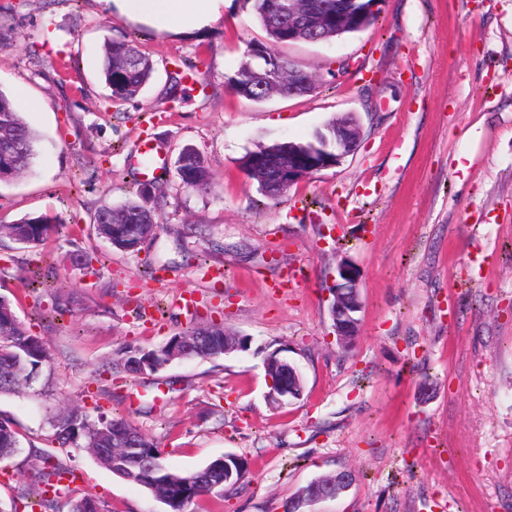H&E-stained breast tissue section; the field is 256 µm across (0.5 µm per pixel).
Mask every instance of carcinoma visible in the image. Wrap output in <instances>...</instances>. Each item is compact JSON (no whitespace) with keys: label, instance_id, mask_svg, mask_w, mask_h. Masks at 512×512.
I'll use <instances>...</instances> for the list:
<instances>
[{"label":"carcinoma","instance_id":"cac0c4a2","mask_svg":"<svg viewBox=\"0 0 512 512\" xmlns=\"http://www.w3.org/2000/svg\"><path fill=\"white\" fill-rule=\"evenodd\" d=\"M253 13L266 33V40L248 44L246 59L228 78L232 92L248 100L261 102L271 96H303L315 89L314 83L303 81L308 73L298 69L276 50L288 42V20L279 15L278 0H251ZM154 73V63L134 41L127 37L109 39L102 47V75L113 102L138 98ZM37 134L25 121L15 100L0 91V181L27 172L36 155ZM288 150V142L261 145L242 159L247 177L258 184L265 196L276 198L284 189L272 191L263 187L268 179V162ZM179 178L190 190L212 189V175L201 151L183 147L178 154ZM151 188L138 184L135 197L117 207L104 206L94 216L99 237L112 248L136 253L155 239L158 225L150 206ZM53 219L46 214L28 215L14 224L0 225V236L25 245L39 246L51 230ZM185 345L195 358H217L233 352L239 342L237 333L222 325L193 327L182 334ZM174 339L152 348H131L119 358L118 365L131 377L146 372L157 373L175 361ZM50 361L42 339L17 318L12 301L0 295V394L18 393L30 388L39 377L43 365ZM51 442L60 448L83 441L98 462L117 478L145 488L160 498L168 512H183L186 505L202 496L224 493L246 478L245 460L233 465L235 477L224 480V457H217L198 470L176 472L163 461L158 445L138 427L123 417L107 414L99 405L73 406L59 412L51 423ZM22 447L20 433L8 418H0V460L13 457ZM74 471L45 455L43 467L32 474L28 492L22 496L27 507L50 509L53 499L66 497L72 512H102L100 504L73 487Z\"/></svg>","mask_w":512,"mask_h":512}]
</instances>
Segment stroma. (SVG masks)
Segmentation results:
<instances>
[{"label": "stroma", "mask_w": 512, "mask_h": 512, "mask_svg": "<svg viewBox=\"0 0 512 512\" xmlns=\"http://www.w3.org/2000/svg\"><path fill=\"white\" fill-rule=\"evenodd\" d=\"M380 8L364 31L280 45L317 88L254 102L227 84L248 42L266 38L248 0H224L219 22L187 32L105 16L97 0H0L15 27L0 91L22 86L44 104L23 114L38 154L0 182V224L56 219L36 248L0 238V295L51 357L30 389L0 395V417L74 468L105 512L164 507L85 449L48 446L62 405L126 417L176 472L225 454L248 461L239 489L188 512H285L300 488L340 471L353 485L320 512H512V0ZM129 34L155 72L135 101L112 106L101 47ZM185 65L195 81L170 101L169 74ZM348 114L363 133L355 153L278 199L242 171L256 146L310 140ZM145 138L164 158L158 228L130 255L92 220L130 196ZM186 145L203 152L211 191L182 186L174 162ZM78 251L102 260L83 269ZM343 259L363 301L347 350L326 301ZM213 323L250 337L249 350L134 378L112 369L127 347ZM277 348L305 378L289 406L268 397L263 362ZM41 464L25 447L0 461V512Z\"/></svg>", "instance_id": "stroma-1"}]
</instances>
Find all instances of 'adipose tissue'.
I'll list each match as a JSON object with an SVG mask.
<instances>
[{
	"label": "adipose tissue",
	"instance_id": "ef3b65f1",
	"mask_svg": "<svg viewBox=\"0 0 512 512\" xmlns=\"http://www.w3.org/2000/svg\"><path fill=\"white\" fill-rule=\"evenodd\" d=\"M103 14L119 12L151 22L157 30H198L221 19V0H97Z\"/></svg>",
	"mask_w": 512,
	"mask_h": 512
}]
</instances>
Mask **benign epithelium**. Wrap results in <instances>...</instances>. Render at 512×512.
<instances>
[{"label": "benign epithelium", "mask_w": 512, "mask_h": 512, "mask_svg": "<svg viewBox=\"0 0 512 512\" xmlns=\"http://www.w3.org/2000/svg\"><path fill=\"white\" fill-rule=\"evenodd\" d=\"M281 12L288 15V28L296 32L302 29L315 32L325 24L321 6L315 0H282ZM359 135V126L352 118L336 122V128L331 130L329 137L320 131L317 132L318 139H329L335 145V157L317 161V154L314 151L305 158L290 153L288 162L277 167L276 185L291 187L311 174L340 165L354 150ZM329 293L333 294L330 310L336 343L342 347H349L358 336L360 319L357 313L361 312L362 300L357 273L347 262L341 261L337 264L335 283L333 288L329 289ZM310 487L311 493L299 501V507L305 509V512H315L313 506L334 498V495L322 487L318 479L312 481Z\"/></svg>", "instance_id": "1"}]
</instances>
